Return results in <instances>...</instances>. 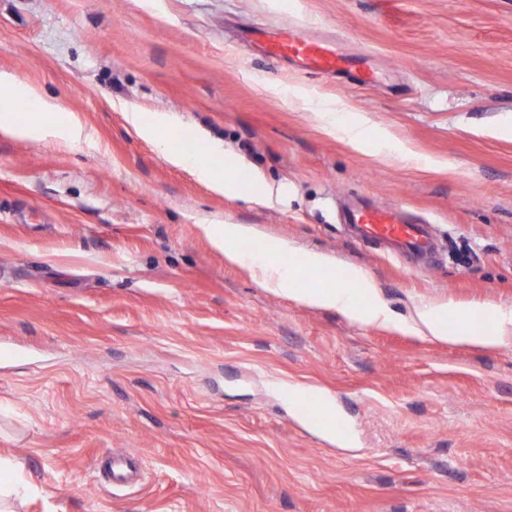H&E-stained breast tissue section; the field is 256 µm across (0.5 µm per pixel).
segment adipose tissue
I'll use <instances>...</instances> for the list:
<instances>
[{
  "label": "adipose tissue",
  "mask_w": 512,
  "mask_h": 512,
  "mask_svg": "<svg viewBox=\"0 0 512 512\" xmlns=\"http://www.w3.org/2000/svg\"><path fill=\"white\" fill-rule=\"evenodd\" d=\"M19 102L27 103L32 115L28 121L15 124L16 135L29 138H62L79 129V122L74 116H62L60 106L40 97L19 82L15 75L1 72L0 108L7 110ZM171 161L189 169L218 192L234 194L238 191L237 185L224 177L225 172L237 168L236 160L225 159L224 168L220 171L191 152L172 154ZM205 231L214 245L223 248L227 258L245 264L258 273L265 287L294 296L303 303L333 307L368 325L398 326L409 332L448 343H463L488 350L512 344L511 311L492 309L490 316L493 324L488 329L478 331L464 324L452 331L448 328V317L454 314V305L423 306L415 308L409 316H398L379 298L373 281L364 270L355 266L346 269L345 280L341 285L330 288H299L295 285L296 269L321 274L329 263L324 254L314 251L303 253L298 266L294 267L284 260L289 251L286 241L268 240L259 251L246 253L238 249L237 243L250 234V227L243 224H209ZM359 290L370 297L369 304L363 308L356 304L355 293Z\"/></svg>",
  "instance_id": "ef3b65f1"
}]
</instances>
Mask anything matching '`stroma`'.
<instances>
[{
	"label": "stroma",
	"instance_id": "obj_1",
	"mask_svg": "<svg viewBox=\"0 0 512 512\" xmlns=\"http://www.w3.org/2000/svg\"><path fill=\"white\" fill-rule=\"evenodd\" d=\"M314 23L370 82L292 69L242 27ZM0 71L90 131L0 127V458L13 512H512V345L367 326L265 288L209 241L245 224L362 267L396 313L512 309V0H0ZM164 113L142 139L125 120ZM359 123L357 148L341 130ZM249 180L169 162L197 134ZM282 187L254 197L253 177ZM426 218L415 266L343 203ZM331 401L351 443L286 398ZM123 460L110 487L98 468ZM126 114L128 123L139 134L152 140L158 141L163 132L174 128L172 121L164 114H157L151 122L145 121L142 112L137 110H131ZM170 161L175 165L189 169L220 193L235 194L239 192L235 183L224 179V173L217 171L213 165L201 161L198 156L192 152L174 153Z\"/></svg>",
	"mask_w": 512,
	"mask_h": 512
}]
</instances>
